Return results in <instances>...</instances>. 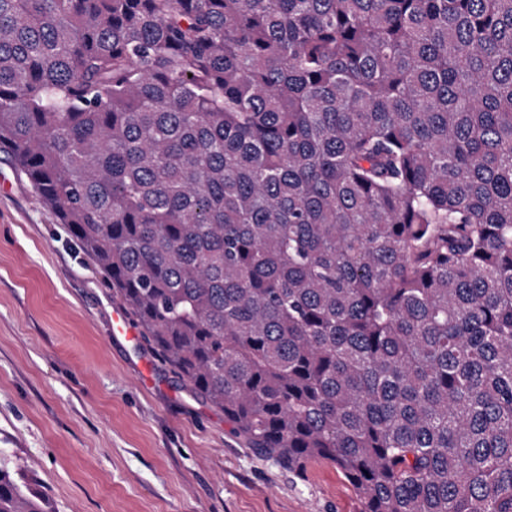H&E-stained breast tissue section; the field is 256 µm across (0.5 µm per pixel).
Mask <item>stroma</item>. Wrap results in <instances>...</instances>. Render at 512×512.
<instances>
[{
  "mask_svg": "<svg viewBox=\"0 0 512 512\" xmlns=\"http://www.w3.org/2000/svg\"><path fill=\"white\" fill-rule=\"evenodd\" d=\"M27 179L0 155V449L59 512H360L341 470L259 455L142 338Z\"/></svg>",
  "mask_w": 512,
  "mask_h": 512,
  "instance_id": "35a3bbf8",
  "label": "stroma"
}]
</instances>
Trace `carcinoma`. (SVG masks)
I'll return each mask as SVG.
<instances>
[{"label":"carcinoma","instance_id":"obj_1","mask_svg":"<svg viewBox=\"0 0 512 512\" xmlns=\"http://www.w3.org/2000/svg\"><path fill=\"white\" fill-rule=\"evenodd\" d=\"M0 153L259 454L512 512V0H0Z\"/></svg>","mask_w":512,"mask_h":512}]
</instances>
